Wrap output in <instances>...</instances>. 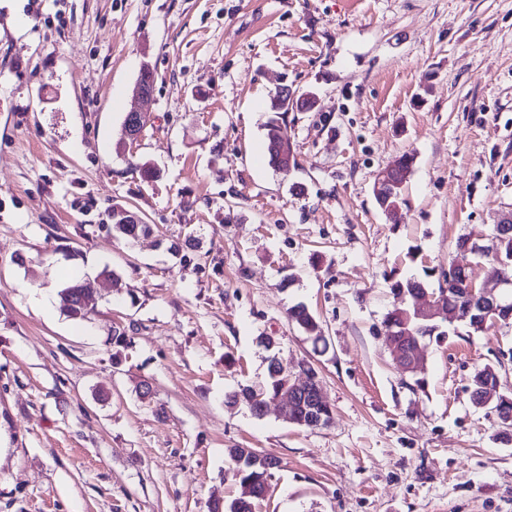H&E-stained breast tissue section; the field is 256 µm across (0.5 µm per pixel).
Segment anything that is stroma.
I'll return each instance as SVG.
<instances>
[{
	"label": "stroma",
	"mask_w": 512,
	"mask_h": 512,
	"mask_svg": "<svg viewBox=\"0 0 512 512\" xmlns=\"http://www.w3.org/2000/svg\"><path fill=\"white\" fill-rule=\"evenodd\" d=\"M24 5L0 0V512H208L240 493L233 446L278 461L260 512H512V442L471 400L487 365L512 390V325L441 323L415 375L383 327L396 281L437 289L512 211V0ZM283 84L317 95L283 116L286 172L265 141ZM406 153L390 218L374 178ZM116 204L152 233L113 232ZM78 279L96 304L74 319ZM271 354L313 366L329 425L226 405ZM82 297L87 301L91 297L89 288H86L84 285L74 284L64 288L60 294V303L63 311L74 319L84 318L87 310L84 311L77 307ZM290 318L308 337L315 342L324 341L323 330L316 318L303 305L290 311Z\"/></svg>",
	"instance_id": "35a3bbf8"
}]
</instances>
